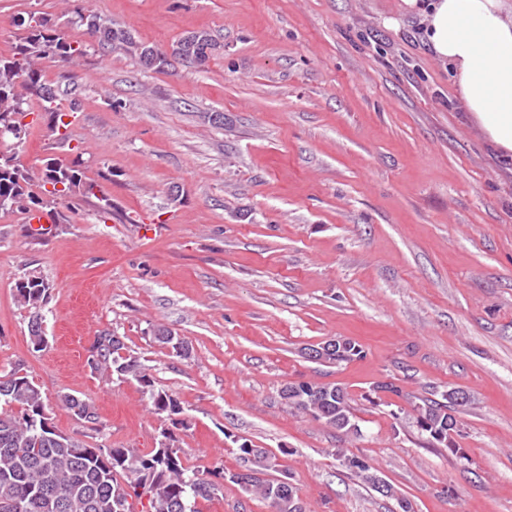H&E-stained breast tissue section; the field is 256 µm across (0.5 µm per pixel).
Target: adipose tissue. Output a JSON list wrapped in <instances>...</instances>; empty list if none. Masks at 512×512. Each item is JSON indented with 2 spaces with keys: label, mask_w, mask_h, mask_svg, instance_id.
I'll list each match as a JSON object with an SVG mask.
<instances>
[{
  "label": "adipose tissue",
  "mask_w": 512,
  "mask_h": 512,
  "mask_svg": "<svg viewBox=\"0 0 512 512\" xmlns=\"http://www.w3.org/2000/svg\"><path fill=\"white\" fill-rule=\"evenodd\" d=\"M422 15L435 55L448 62L460 105L512 156V10L505 0H404Z\"/></svg>",
  "instance_id": "ef3b65f1"
}]
</instances>
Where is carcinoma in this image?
<instances>
[{"instance_id": "cac0c4a2", "label": "carcinoma", "mask_w": 512, "mask_h": 512, "mask_svg": "<svg viewBox=\"0 0 512 512\" xmlns=\"http://www.w3.org/2000/svg\"><path fill=\"white\" fill-rule=\"evenodd\" d=\"M77 22L102 45H111L134 57L144 69L163 71L181 63L203 68L220 45L206 31L190 32L179 38L171 55L136 41L130 29L103 21L100 15L82 7L75 10ZM21 30L15 51L0 57V139L9 138L21 146L35 122L25 121L34 114L31 103L40 104V119L57 137L68 144L72 140V122L76 104L62 109L56 105L58 92L47 83L42 60L47 57L73 62L82 50L69 41L65 24L48 16L30 14L19 18ZM97 199L99 221L112 218V199L90 180L77 159L49 158L40 168L25 166L17 152L0 151V211L34 212L52 210L76 196ZM50 285L40 275L28 273L15 283L16 299L29 312L28 331L42 319ZM345 355L328 357L327 364H340L362 357V346L347 341ZM95 359L92 370L107 378L133 380L148 398L149 411L171 424L163 433L164 441L147 452L134 448H105L73 437L46 431L42 414L47 409L44 396L29 376L16 369L0 376V512H113L114 499H129L128 512H200L198 504L216 494L220 484L200 476L187 466L175 446L173 429L185 427L183 408L178 399L159 385L156 378L115 333L105 330L92 343ZM456 389L448 390L442 400H422L415 407L416 424L428 435V444L446 443L460 453L453 440L457 432ZM280 397L288 406L312 416L325 425L356 429L347 393L336 385L300 381L284 387ZM68 411L81 410L97 423L92 405L74 395L60 396ZM241 467L248 470L222 475L239 485L244 493L266 502L271 512H304V505L292 477L278 463L277 456L243 440L236 448ZM353 477L375 487L376 469L367 459L336 451Z\"/></svg>"}]
</instances>
